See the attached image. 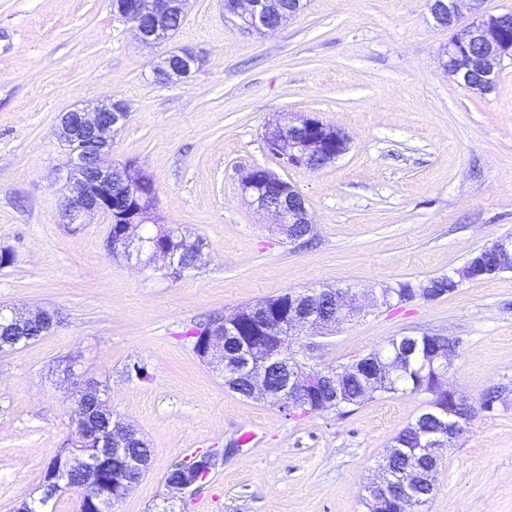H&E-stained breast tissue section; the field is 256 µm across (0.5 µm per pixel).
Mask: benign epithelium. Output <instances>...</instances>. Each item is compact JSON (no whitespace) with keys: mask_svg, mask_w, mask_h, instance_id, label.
Here are the masks:
<instances>
[{"mask_svg":"<svg viewBox=\"0 0 512 512\" xmlns=\"http://www.w3.org/2000/svg\"><path fill=\"white\" fill-rule=\"evenodd\" d=\"M186 0H135L133 13L118 10L119 16L132 25L139 43L149 47L163 46L173 36L169 17L173 13L184 14ZM462 0H432L429 13L436 25L453 30V35L440 56V66L459 84L466 86L470 75L480 70L485 77V86L495 78L504 59L501 47L506 44L505 32L512 16L497 18L481 15L469 23L461 22ZM303 0H294L288 10L278 15L277 21L269 19V0H224V20L233 23L247 34L273 33L290 17L301 11ZM149 17L152 24L145 26L141 18ZM202 59L194 51L177 48L164 53L154 73L163 81L184 82L195 73ZM129 111L121 101H108L92 109L74 108L60 117L55 134L69 148V165L66 181L71 184L70 194L63 197L61 210L65 223L82 224L91 214L112 216L118 207H133L137 199L138 186L144 171L134 164L120 167L109 166L106 158L112 151V134L128 120ZM263 141L267 152L285 167L319 169L316 160L324 155L334 162L349 149V137L340 129L324 123L319 118L304 113H281L265 126ZM257 168H251L241 180L242 193L249 198L251 206L274 215V226L287 234L289 224H312L303 194L288 181L267 169V177L279 186L280 200L271 203L259 190L255 181ZM121 249L128 259L135 260V267L145 271L152 267L172 268L177 264L176 253L167 248L156 249L149 255L140 251L138 239L124 235ZM512 270V238H499L475 253L465 266L457 270L449 281L459 284L477 277L494 278L504 271ZM363 304L357 293L350 289H338L323 295L320 290L288 293V306L272 297L257 308L241 313L236 311L216 322L200 340L196 355L213 368H231L248 376L251 395L256 399L269 400L284 410L300 409L317 412L319 408L310 402V394L324 380L336 385V395L343 394L349 371H327L310 367L292 358L279 361L277 351L293 336H322L361 313ZM254 324L260 342L248 344L238 351L229 352L224 346V336L234 332L242 317ZM56 310L40 309L22 315L14 310L0 312V323L9 322L15 327L35 323L44 334L51 333L59 323ZM433 343L429 369L432 372L427 393L432 397L446 396L468 408V413L454 414L448 431L425 442L423 453L433 460V465L420 470L414 482L428 487L435 486L440 450L449 447L468 428L473 407L456 390L443 385V371L452 363L455 349L445 348L438 336L430 337ZM401 367V357L396 354L376 362L375 373L368 378L365 389L372 394L382 384L392 379ZM277 368L288 375L287 385L273 388L268 382V373ZM65 379L71 383L72 393L77 395L72 424L74 431L71 443L74 446L67 457L62 475L73 472L84 475L85 483H98L100 475L108 478L112 495L100 499L96 512H112L132 488L129 476L142 473L148 458L137 459L126 455V441L134 436L132 429L118 421H109L102 433L90 436L85 433L90 411L82 402L87 394L100 395L99 384L84 376L71 362L66 367ZM388 477L380 471L371 483L370 512H393L398 500L387 492Z\"/></svg>","mask_w":512,"mask_h":512,"instance_id":"7a95c632","label":"benign epithelium"}]
</instances>
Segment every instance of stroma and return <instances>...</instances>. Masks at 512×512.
Listing matches in <instances>:
<instances>
[{
    "label": "stroma",
    "mask_w": 512,
    "mask_h": 512,
    "mask_svg": "<svg viewBox=\"0 0 512 512\" xmlns=\"http://www.w3.org/2000/svg\"><path fill=\"white\" fill-rule=\"evenodd\" d=\"M450 36L426 0H306L265 36L225 23L224 0H189L171 44L202 66L162 84L160 49L137 43L112 0H0V251L13 256L0 267V306L61 318L49 335L0 352V512L39 495L71 437L65 358L151 450L114 512H367L364 485L430 394L289 415L225 388L190 335L289 291L450 275L512 237V57L491 94H474L440 66ZM110 99L129 108L113 163L151 175L162 223L202 241L199 268L141 272L108 250L106 216L63 223L60 115ZM280 112L342 130L348 151L318 170L282 169L262 139ZM254 166L303 193L311 241L286 240L247 204L240 178ZM428 333L457 339L447 380L478 412L444 449L424 512H512V271L437 299L366 303L335 335L295 347L308 365L337 367ZM497 387L501 400L481 410ZM206 450L219 453L208 478L169 490V469Z\"/></svg>",
    "instance_id": "1"
}]
</instances>
